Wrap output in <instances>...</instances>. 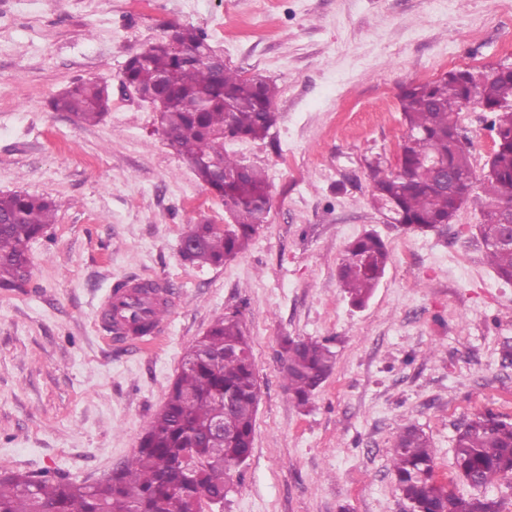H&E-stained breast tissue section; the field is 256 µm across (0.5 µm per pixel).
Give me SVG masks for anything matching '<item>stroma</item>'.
<instances>
[{"mask_svg": "<svg viewBox=\"0 0 512 512\" xmlns=\"http://www.w3.org/2000/svg\"><path fill=\"white\" fill-rule=\"evenodd\" d=\"M201 30L213 53L277 84L270 137L228 141L263 168L271 207L247 250L218 267L186 265L188 225L228 221L222 202L121 83L127 59L168 26ZM512 60L500 0H0V195L52 198L56 221L32 242L24 291L0 289V472L49 469L93 484L139 446L189 347L234 313L261 386L249 460L222 512H407L391 472L396 435L419 426L437 480L472 487L453 465L458 428L477 413L512 419V283L487 262L469 201L449 224L398 230L372 202L369 167H395L399 87ZM111 89L88 126L51 101L79 80ZM492 116L465 110L476 176ZM390 248L368 304L338 280L366 231ZM172 294L164 338L113 340L99 302L121 281ZM329 340L332 374L310 406L288 399L281 340Z\"/></svg>", "mask_w": 512, "mask_h": 512, "instance_id": "stroma-1", "label": "stroma"}]
</instances>
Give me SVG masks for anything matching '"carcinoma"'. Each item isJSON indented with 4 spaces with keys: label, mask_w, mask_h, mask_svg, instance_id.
I'll use <instances>...</instances> for the list:
<instances>
[{
    "label": "carcinoma",
    "mask_w": 512,
    "mask_h": 512,
    "mask_svg": "<svg viewBox=\"0 0 512 512\" xmlns=\"http://www.w3.org/2000/svg\"><path fill=\"white\" fill-rule=\"evenodd\" d=\"M189 59L162 39L145 50L146 62L131 57L122 77L148 95L165 97L160 125L171 145L191 164L197 179L224 202L233 223L192 224L183 235L192 245L182 259L197 267L221 266L242 253L253 240L271 207L265 172L251 166L239 173L242 161L224 152V140H263L274 127L273 104L278 90L258 76H245L229 66L219 73L206 60L209 45L192 26L179 27ZM462 83L447 76L409 82L400 87L404 130L398 143L404 172L370 167L373 199L394 223L427 232L448 223V193L422 160L438 157L473 172L470 146L448 139L459 128L462 98L492 105L491 129L500 146L491 172L483 175L487 196L481 210L487 223L480 234L497 276L512 282V247L496 241L491 220L500 205L512 202V74L493 70L475 81L472 72ZM109 106L106 85L96 80L73 84L52 101L80 123H99ZM209 153L236 174L222 183L213 179L200 158ZM0 288L22 291L31 276L29 245L55 223L54 201L30 194L0 195ZM390 251L375 233L349 244L339 267V280L351 302L364 305L383 277ZM282 374L288 397L307 406L332 373L335 352L328 341L293 339L281 343ZM260 384L249 336L236 314L217 319L186 352L181 371L163 408L152 418L137 451L124 464V478L77 484L44 473L33 478L13 473L0 479V512H204L206 499L226 496L230 472L252 453ZM224 418V438L210 439L206 430ZM195 456L188 473L182 461ZM454 466L478 494L466 499L435 480V457L425 432L406 425L391 449L397 489L413 512H501V502L482 489L501 476L512 475V421L493 413L477 414L457 429Z\"/></svg>",
    "instance_id": "1"
}]
</instances>
